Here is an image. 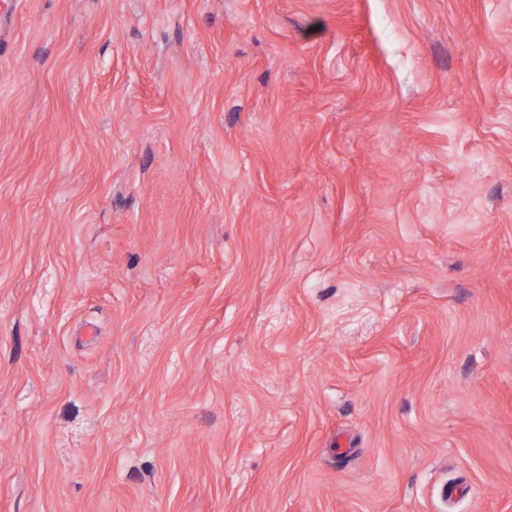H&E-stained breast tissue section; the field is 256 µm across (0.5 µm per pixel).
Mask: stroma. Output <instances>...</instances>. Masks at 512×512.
Listing matches in <instances>:
<instances>
[{"instance_id": "35a3bbf8", "label": "stroma", "mask_w": 512, "mask_h": 512, "mask_svg": "<svg viewBox=\"0 0 512 512\" xmlns=\"http://www.w3.org/2000/svg\"><path fill=\"white\" fill-rule=\"evenodd\" d=\"M0 512H512V0L0 12Z\"/></svg>"}]
</instances>
